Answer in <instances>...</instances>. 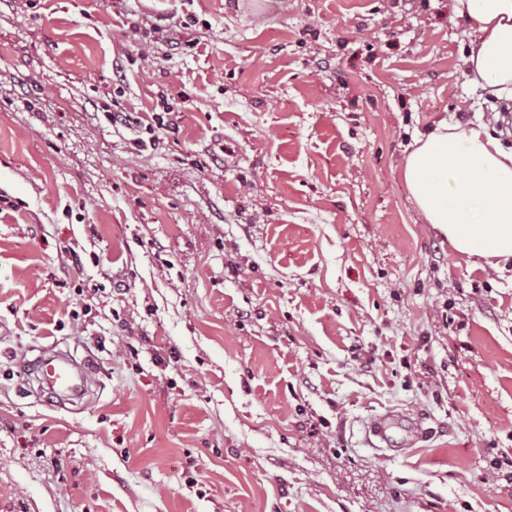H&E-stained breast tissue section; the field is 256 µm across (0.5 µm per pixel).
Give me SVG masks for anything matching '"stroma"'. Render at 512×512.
I'll use <instances>...</instances> for the list:
<instances>
[{
    "instance_id": "obj_1",
    "label": "stroma",
    "mask_w": 512,
    "mask_h": 512,
    "mask_svg": "<svg viewBox=\"0 0 512 512\" xmlns=\"http://www.w3.org/2000/svg\"><path fill=\"white\" fill-rule=\"evenodd\" d=\"M452 4L0 0V512H512V263L402 176L493 115ZM31 370L34 375H40V382L48 387L49 394L57 400L77 399L85 391V367L66 356L55 354L39 359L34 362Z\"/></svg>"
}]
</instances>
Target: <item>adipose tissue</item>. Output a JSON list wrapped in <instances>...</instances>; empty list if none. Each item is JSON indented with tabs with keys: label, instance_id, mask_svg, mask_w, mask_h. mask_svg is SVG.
<instances>
[{
	"label": "adipose tissue",
	"instance_id": "obj_1",
	"mask_svg": "<svg viewBox=\"0 0 512 512\" xmlns=\"http://www.w3.org/2000/svg\"><path fill=\"white\" fill-rule=\"evenodd\" d=\"M472 35L469 82L512 99V0H454ZM403 176L426 223L461 255L491 266L512 259V150L483 122L441 123L419 138Z\"/></svg>",
	"mask_w": 512,
	"mask_h": 512
}]
</instances>
